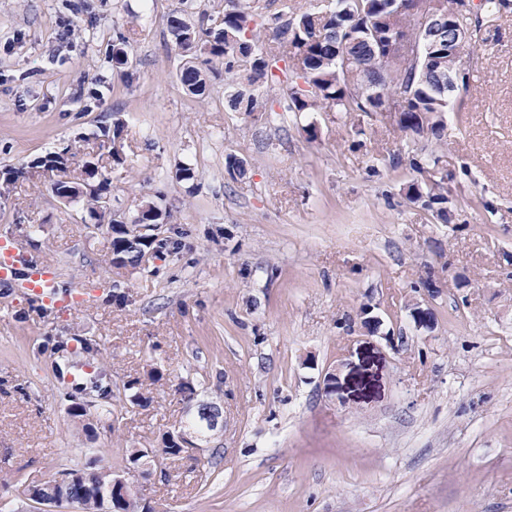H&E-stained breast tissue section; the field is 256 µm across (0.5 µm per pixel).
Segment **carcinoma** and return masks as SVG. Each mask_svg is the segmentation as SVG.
<instances>
[{"label": "carcinoma", "instance_id": "obj_1", "mask_svg": "<svg viewBox=\"0 0 512 512\" xmlns=\"http://www.w3.org/2000/svg\"><path fill=\"white\" fill-rule=\"evenodd\" d=\"M395 0H335L334 8L326 12L288 13L284 10L276 16L277 45L263 41L255 30V11L261 5H250L242 0H224L221 25L205 24L207 11L199 12L198 21L188 18L195 9L193 0H184L185 9L170 20V32L177 56L180 57L178 76L187 90L204 97L209 94L207 80L198 65L203 63L224 66V103L231 112H267V102L259 91L260 85L279 78V74L291 73L288 89L287 112H368L383 106L379 96H373L369 86L370 77L380 74L391 91L404 88L408 94L399 125L414 134L430 126V133L439 139L445 125L435 121L434 113L448 111V106L438 102L434 93L433 69L402 56L383 58L372 55L369 43L382 31L379 19L394 11ZM347 50L354 60V73L346 77L336 72V52ZM105 59L112 63L127 79H132L131 60L126 49V37L119 33L106 45ZM285 62V68L278 66ZM71 155V148L50 153L31 162L30 167L53 171L60 158ZM98 180V189L86 198L89 217L97 216L101 198L110 194V183L104 177L100 163L86 160L83 163L79 182ZM76 181V182H78ZM74 181H57L52 192L59 195L76 185ZM410 200L427 198L428 207L438 206L440 217H445L447 197L444 187L435 184L426 189L413 182L406 188ZM159 209L149 215L139 212L137 226L126 228L111 226L115 237L111 239L112 253L119 256L123 264L140 265L145 249L152 241L139 232L140 224H155ZM78 486L69 490L70 502L84 506L86 512H152V508L134 496L124 498L112 487V477L97 468L96 459L88 466L76 470Z\"/></svg>", "mask_w": 512, "mask_h": 512}]
</instances>
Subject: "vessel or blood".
<instances>
[{"label": "vessel or blood", "instance_id": "obj_1", "mask_svg": "<svg viewBox=\"0 0 512 512\" xmlns=\"http://www.w3.org/2000/svg\"><path fill=\"white\" fill-rule=\"evenodd\" d=\"M56 270L45 265H25L24 248L15 240H0V285L22 292L54 307H65L72 294L55 290Z\"/></svg>", "mask_w": 512, "mask_h": 512}]
</instances>
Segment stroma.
Here are the masks:
<instances>
[{"label": "stroma", "mask_w": 512, "mask_h": 512, "mask_svg": "<svg viewBox=\"0 0 512 512\" xmlns=\"http://www.w3.org/2000/svg\"><path fill=\"white\" fill-rule=\"evenodd\" d=\"M182 9L0 0V171L19 172L0 190V237L54 265L60 290L100 295L47 309L0 287V505L36 512L24 486L92 448L157 512H512V11L474 28L438 140L403 131L393 101L295 114L268 83L269 111L247 115L225 109L211 71L208 96L188 94L169 32ZM118 32L129 81L100 52ZM116 120L113 211L168 215L137 269L113 263L83 201L50 190L107 155L97 132ZM66 146L67 169L31 172ZM413 150L422 174L391 166ZM414 178L445 180L446 218L406 200ZM134 383L148 405L129 402ZM201 400L222 418L195 457L127 472L128 449L161 448Z\"/></svg>", "instance_id": "obj_1"}]
</instances>
